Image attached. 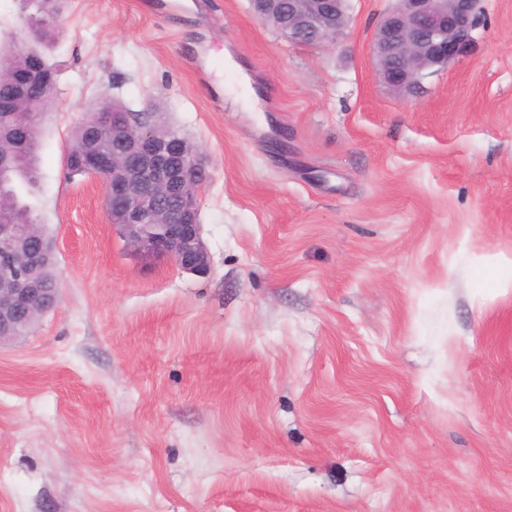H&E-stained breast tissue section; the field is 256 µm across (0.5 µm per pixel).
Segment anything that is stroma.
Listing matches in <instances>:
<instances>
[{
	"label": "stroma",
	"instance_id": "1",
	"mask_svg": "<svg viewBox=\"0 0 512 512\" xmlns=\"http://www.w3.org/2000/svg\"><path fill=\"white\" fill-rule=\"evenodd\" d=\"M194 2L63 4L29 197L60 305L0 346V512H512V0L412 96L371 50L392 0L327 49ZM108 90L207 159L208 276L68 176Z\"/></svg>",
	"mask_w": 512,
	"mask_h": 512
}]
</instances>
